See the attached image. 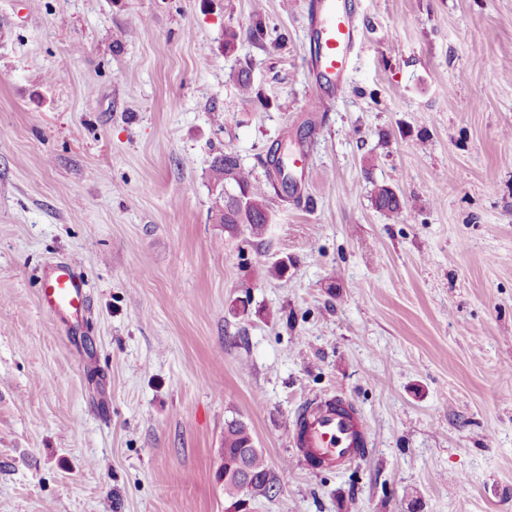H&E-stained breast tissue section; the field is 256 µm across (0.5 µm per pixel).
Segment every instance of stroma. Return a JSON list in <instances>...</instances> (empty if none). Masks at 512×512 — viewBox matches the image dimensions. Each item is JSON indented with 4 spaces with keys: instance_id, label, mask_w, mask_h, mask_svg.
I'll use <instances>...</instances> for the list:
<instances>
[{
    "instance_id": "1",
    "label": "stroma",
    "mask_w": 512,
    "mask_h": 512,
    "mask_svg": "<svg viewBox=\"0 0 512 512\" xmlns=\"http://www.w3.org/2000/svg\"><path fill=\"white\" fill-rule=\"evenodd\" d=\"M307 2L0 0V512H227L233 418L279 479L250 512H512V0H355L320 112ZM260 19L277 46L225 53ZM300 145L265 235L214 223L216 155L261 182ZM63 258L73 335L39 303ZM320 392L370 426L340 472L287 436ZM234 79L239 93L244 99L263 103L264 98L260 90L257 89L253 83L251 67L247 61L245 63H240L239 67L234 72ZM374 202L377 209L395 218H399L406 208L404 198L386 185L377 188ZM41 305L49 314L62 320H78L88 300V284L78 263L65 259L53 264L45 275Z\"/></svg>"
}]
</instances>
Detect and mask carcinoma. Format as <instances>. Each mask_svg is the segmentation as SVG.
I'll use <instances>...</instances> for the list:
<instances>
[{"label":"carcinoma","instance_id":"cac0c4a2","mask_svg":"<svg viewBox=\"0 0 512 512\" xmlns=\"http://www.w3.org/2000/svg\"><path fill=\"white\" fill-rule=\"evenodd\" d=\"M234 79L241 96L249 101L265 104L259 89L253 83L251 67L245 62L234 72ZM211 213L218 224L232 232L246 233L259 238L270 224L269 212L265 204L267 189L288 188L294 179L285 166L270 160L266 183L252 178V174L233 152H226L214 158L211 165ZM377 209L398 218L406 208L402 196L392 188L381 185L374 195ZM249 475L244 495L257 499H269L277 486V478L263 454L255 448L254 439L248 426L239 419H232L224 427V489L230 497L239 493L235 478L241 470Z\"/></svg>","mask_w":512,"mask_h":512}]
</instances>
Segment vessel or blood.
Listing matches in <instances>:
<instances>
[{
	"label": "vessel or blood",
	"instance_id": "obj_1",
	"mask_svg": "<svg viewBox=\"0 0 512 512\" xmlns=\"http://www.w3.org/2000/svg\"><path fill=\"white\" fill-rule=\"evenodd\" d=\"M308 29L314 43L311 72L322 91L341 88L360 32L349 0H311ZM41 305L63 320L79 319L88 300V284L78 263L65 259L45 275ZM299 458L315 469L340 471L370 454L369 425L357 405L334 393L308 396L287 425Z\"/></svg>",
	"mask_w": 512,
	"mask_h": 512
}]
</instances>
